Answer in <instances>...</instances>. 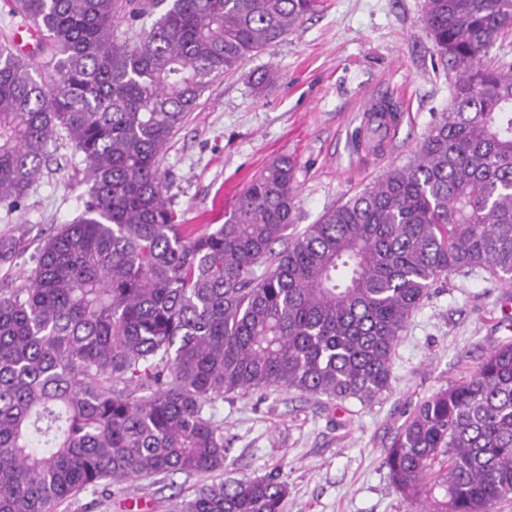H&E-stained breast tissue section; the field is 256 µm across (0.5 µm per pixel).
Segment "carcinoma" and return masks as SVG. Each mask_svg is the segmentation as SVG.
<instances>
[{"label": "carcinoma", "mask_w": 512, "mask_h": 512, "mask_svg": "<svg viewBox=\"0 0 512 512\" xmlns=\"http://www.w3.org/2000/svg\"><path fill=\"white\" fill-rule=\"evenodd\" d=\"M317 3L9 0L39 28L52 71L0 42V206L18 208L60 141L89 188L25 285L0 290V512L222 471L224 396L286 387L370 406L435 282L483 269L512 288V60L488 58L512 33V0H425L456 75L448 111L407 164L296 236L286 157L215 228L171 208L160 156L209 84ZM393 112H372L378 147ZM383 464L420 512L511 499L512 341L419 403ZM286 497L279 476L202 483L175 512H281Z\"/></svg>", "instance_id": "carcinoma-1"}]
</instances>
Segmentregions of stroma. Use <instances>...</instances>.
Returning a JSON list of instances; mask_svg holds the SVG:
<instances>
[{
    "instance_id": "obj_1",
    "label": "stroma",
    "mask_w": 512,
    "mask_h": 512,
    "mask_svg": "<svg viewBox=\"0 0 512 512\" xmlns=\"http://www.w3.org/2000/svg\"><path fill=\"white\" fill-rule=\"evenodd\" d=\"M425 0H320L280 42L215 80L161 156L166 195L189 224H220L273 159L294 164L295 230L413 157L451 103L453 75L436 56ZM276 68L264 90L254 75ZM391 101L400 121L381 150L366 128ZM37 190L0 220V289L20 287L46 239L83 209L77 162L59 146ZM512 288L488 272L449 274L412 316L395 348L391 386L370 406L278 388L225 396L226 467L213 481L281 476L283 512H410L383 464L413 408L469 377L505 338L499 320ZM199 480L182 474L82 492L58 512H171Z\"/></svg>"
}]
</instances>
